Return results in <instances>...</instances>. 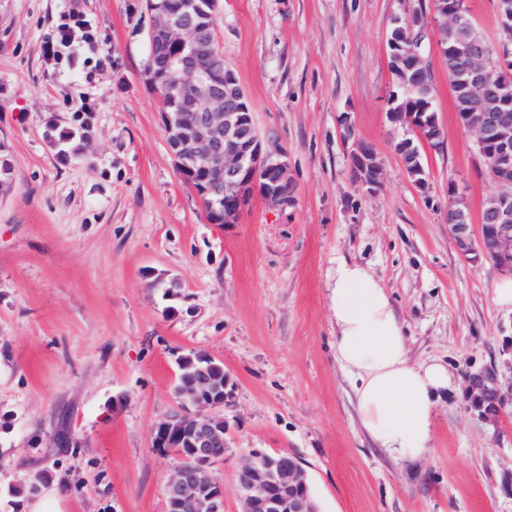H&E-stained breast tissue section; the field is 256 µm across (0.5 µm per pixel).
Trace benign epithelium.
<instances>
[{
    "instance_id": "benign-epithelium-1",
    "label": "benign epithelium",
    "mask_w": 512,
    "mask_h": 512,
    "mask_svg": "<svg viewBox=\"0 0 512 512\" xmlns=\"http://www.w3.org/2000/svg\"><path fill=\"white\" fill-rule=\"evenodd\" d=\"M432 0L430 11L414 12L404 20L427 34L439 33L448 25L459 35L451 52L469 61L458 73L459 82L469 87L479 101L477 111L464 114L459 123L475 133L477 155L484 157L488 146H496V168L512 170V114L485 110L494 104L500 89L512 80V42L504 40L482 57L476 49L481 40L473 36L465 0L450 8ZM219 0H207L209 13L202 12L199 0H181L173 10L167 0H145L152 23L148 32L151 54L169 61L173 73L171 93L180 108L164 111L160 117L168 143L184 148L174 155L183 180L202 205L208 207L211 224H235L254 193L278 206L294 201L295 185L289 174L286 152L269 151L256 128L249 99L223 55L204 69L196 50L215 42L214 18ZM393 123L408 126L419 141L431 149L442 148L437 135L424 122L402 114L389 116ZM355 154L363 164L376 170L374 178L356 177L358 187L373 192L382 184L381 168L375 154L358 144ZM501 191L484 204L482 213L491 222L490 234L474 238L469 212L458 211L453 233L464 254L479 251L502 273L512 276V180H497ZM189 400L166 414L156 425L153 447L186 448L188 455L166 487L167 512H224L226 489L210 472L218 457L213 449L224 446V407L232 390L228 383L207 378L186 391ZM469 401L480 415L495 417L504 402L495 373L486 370L474 375L469 384ZM232 494L243 512H318L302 464L283 454L252 452L235 474Z\"/></svg>"
}]
</instances>
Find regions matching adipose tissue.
<instances>
[{
	"mask_svg": "<svg viewBox=\"0 0 512 512\" xmlns=\"http://www.w3.org/2000/svg\"><path fill=\"white\" fill-rule=\"evenodd\" d=\"M327 298L336 326V356L354 380L368 435L394 459L428 455L435 427L433 398L450 386V373L436 362H411L390 294L368 268L337 260Z\"/></svg>",
	"mask_w": 512,
	"mask_h": 512,
	"instance_id": "1",
	"label": "adipose tissue"
}]
</instances>
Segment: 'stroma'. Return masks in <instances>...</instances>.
I'll return each instance as SVG.
<instances>
[{"label": "stroma", "instance_id": "obj_1", "mask_svg": "<svg viewBox=\"0 0 512 512\" xmlns=\"http://www.w3.org/2000/svg\"><path fill=\"white\" fill-rule=\"evenodd\" d=\"M431 0H220L216 45L267 148L287 153L292 205L253 195L237 223L212 224L177 172L142 71L144 0H0V142L14 175L0 191V512L27 487L59 484L70 512H165L181 464L152 446L177 404L179 357L223 362L224 459L232 486L248 452L303 464L320 512H512V309L505 276L462 254L448 188L473 223L499 185L461 126L434 37L422 52L444 146L422 149L426 188L407 177L388 118V36ZM79 9L95 54L45 57ZM94 107L81 155L56 141L80 97ZM373 147L381 188L355 181L354 143ZM370 267L414 363L438 362L429 455L400 461L363 428L336 358L327 283L337 258ZM493 370L498 417L470 408V376ZM80 447L54 448L56 429Z\"/></svg>", "mask_w": 512, "mask_h": 512}]
</instances>
